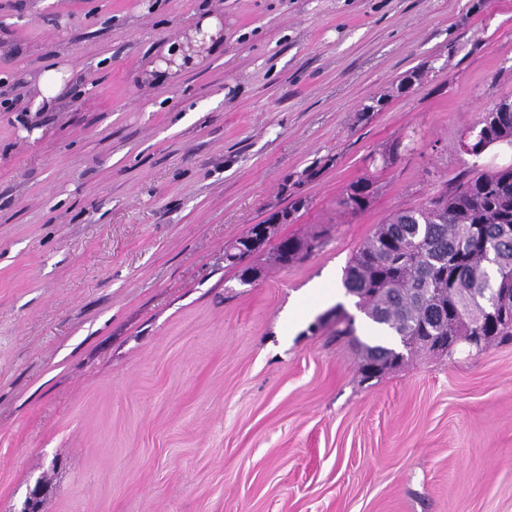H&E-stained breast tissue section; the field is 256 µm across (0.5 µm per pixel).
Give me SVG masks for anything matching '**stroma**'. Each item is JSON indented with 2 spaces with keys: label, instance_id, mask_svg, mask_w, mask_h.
<instances>
[{
  "label": "stroma",
  "instance_id": "1",
  "mask_svg": "<svg viewBox=\"0 0 512 512\" xmlns=\"http://www.w3.org/2000/svg\"><path fill=\"white\" fill-rule=\"evenodd\" d=\"M0 96V512H512V343L364 383L330 318L390 213L512 166L461 148L512 0H0ZM297 197L278 238L323 248L240 283L225 246ZM67 71L68 66H55L42 72L36 84L38 95L33 101L32 111L50 108L62 88L64 78L68 76ZM375 193V182L363 178L347 187L340 204L352 212H362L370 207Z\"/></svg>",
  "mask_w": 512,
  "mask_h": 512
}]
</instances>
